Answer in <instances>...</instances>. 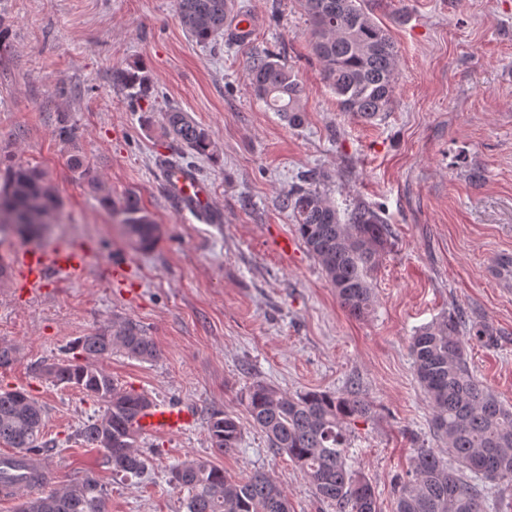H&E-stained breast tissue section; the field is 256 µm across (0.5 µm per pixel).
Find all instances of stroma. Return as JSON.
<instances>
[{
  "instance_id": "stroma-1",
  "label": "stroma",
  "mask_w": 512,
  "mask_h": 512,
  "mask_svg": "<svg viewBox=\"0 0 512 512\" xmlns=\"http://www.w3.org/2000/svg\"><path fill=\"white\" fill-rule=\"evenodd\" d=\"M399 48L391 112L362 122L340 111L311 51L299 0H234L248 41L225 32L203 46L182 28L176 0H0L8 43L0 47V155L43 169L60 199L66 233L11 238L0 258L29 246L94 245L85 274L51 275L43 292L18 272L0 276V345L17 350L0 386L27 390L45 409L43 442L56 483L94 473L108 512H186L169 470L185 457L211 460L235 478L262 471L290 512H336L320 501L287 455L273 451L247 410L257 381L290 393L358 392L372 406L351 425L354 469L375 490L379 512H395L394 482L417 447L440 448L431 408L409 353L414 332L453 310L484 339L469 338L473 376L512 406V0H369ZM279 53L305 88V120L293 128L269 111L248 80L251 57ZM142 68L154 93L135 102L114 84ZM177 107L205 127L207 155H183L163 133ZM67 113L75 140L56 133ZM91 173L70 167L72 155ZM185 159L209 182L220 224H201L164 195L158 169ZM482 169L472 181L469 171ZM313 171L339 210L374 209L390 246L374 274V309L350 316L299 240L284 193ZM98 177L114 203L136 193L158 226L148 250L126 243L90 186ZM293 239L282 252L278 244ZM124 259V280L104 268ZM130 318L159 356L101 361L126 388L192 410L172 434L141 436L148 467L113 475L101 449L78 432L101 405L43 375L73 358V340ZM242 427L239 448L211 446V412Z\"/></svg>"
}]
</instances>
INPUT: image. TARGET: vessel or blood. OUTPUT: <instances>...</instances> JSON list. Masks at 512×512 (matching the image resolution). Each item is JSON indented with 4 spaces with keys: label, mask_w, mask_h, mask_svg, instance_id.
<instances>
[{
    "label": "vessel or blood",
    "mask_w": 512,
    "mask_h": 512,
    "mask_svg": "<svg viewBox=\"0 0 512 512\" xmlns=\"http://www.w3.org/2000/svg\"><path fill=\"white\" fill-rule=\"evenodd\" d=\"M160 182L165 193L182 213L205 222H219L221 214L212 204V192L189 167L178 163L164 164L160 169ZM15 263L27 288L41 290L50 274H76L86 265V256L59 245L48 249L27 248L15 256ZM191 413L182 405L166 402L153 403L144 408L134 421L143 434L175 433L189 424Z\"/></svg>",
    "instance_id": "obj_1"
}]
</instances>
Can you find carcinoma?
Masks as SVG:
<instances>
[{
    "mask_svg": "<svg viewBox=\"0 0 512 512\" xmlns=\"http://www.w3.org/2000/svg\"><path fill=\"white\" fill-rule=\"evenodd\" d=\"M232 0H177L179 21L202 45L224 35L225 16ZM312 31V49L321 76L336 95L342 111L365 122L391 111L399 75L398 49L388 31L371 16L363 0H300ZM251 85L256 96L291 127L303 124L301 100L305 89L273 53L252 57ZM114 81L142 98L151 86L136 70H117ZM167 130L192 156L209 152V134L185 112L172 109ZM0 205L18 212L15 231L29 234L44 226L58 210L59 199L38 168L7 160ZM321 175L311 173L305 184L283 196L297 232L317 259L341 307L355 318L367 316L374 305L372 274L387 245L388 229L371 209L357 206L341 216L320 190ZM122 224L137 248L157 241V225L134 194L127 195ZM465 320L460 312L419 328L410 340L416 378L431 407L433 435L448 447V461L432 448H418L407 478L396 483V512H486L481 480L512 487V408L500 403L470 372L465 350ZM73 349L82 359L45 364L43 373L57 385L78 388L99 401L102 410L85 424L81 439L104 452L112 471L138 476L147 460L138 451L140 433L133 420L151 403L135 389L117 386L97 359L122 353L153 361L157 348L141 324L114 321L77 338ZM247 407L269 446L285 453L315 490L336 512H378L371 484L349 463L348 425L370 412L367 401L352 392L306 391L289 395L280 389L253 384ZM45 410L23 389L0 388V445L25 454L39 452ZM206 430L220 452L239 448L242 428L231 415L212 412ZM40 492L22 494L19 512H107L106 493L97 477L86 473L56 485L53 478L32 472ZM169 483L187 491V512H289L281 487L264 472L232 480L211 461L187 457L170 469Z\"/></svg>",
    "mask_w": 512,
    "mask_h": 512,
    "instance_id": "cac0c4a2",
    "label": "carcinoma"
}]
</instances>
